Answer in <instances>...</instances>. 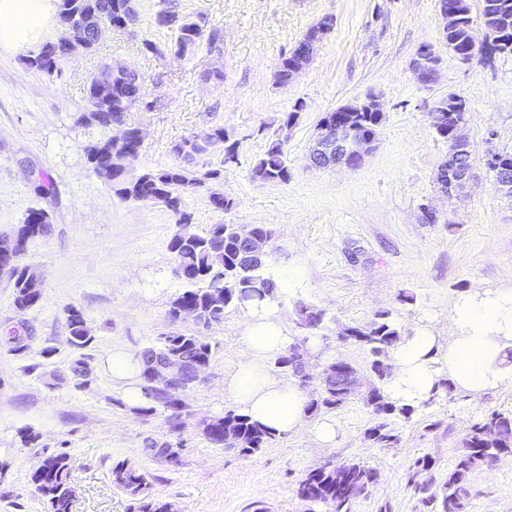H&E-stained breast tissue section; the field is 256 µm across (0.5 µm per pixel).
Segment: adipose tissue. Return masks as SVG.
Wrapping results in <instances>:
<instances>
[{
	"label": "adipose tissue",
	"mask_w": 512,
	"mask_h": 512,
	"mask_svg": "<svg viewBox=\"0 0 512 512\" xmlns=\"http://www.w3.org/2000/svg\"><path fill=\"white\" fill-rule=\"evenodd\" d=\"M57 12L58 0H0V50L37 44L53 27ZM271 306L264 301L249 316L242 336L245 354L227 390L252 422L287 434L302 425L309 398L304 389L270 370V361L290 344ZM450 322L449 342H442L437 329L428 325L393 352L387 385L392 399L419 405L443 377L475 399L492 388L512 387V289L471 295L455 305Z\"/></svg>",
	"instance_id": "adipose-tissue-1"
}]
</instances>
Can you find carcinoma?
Masks as SVG:
<instances>
[{
  "mask_svg": "<svg viewBox=\"0 0 512 512\" xmlns=\"http://www.w3.org/2000/svg\"><path fill=\"white\" fill-rule=\"evenodd\" d=\"M58 17L86 25L89 42L85 51L95 47L94 29L99 22L107 21L112 27L123 29L131 20H138L133 0H59ZM483 23L487 25L491 40L485 46L486 53L512 54V0H483ZM184 17L173 11H162L156 17L160 27L173 28L176 38L170 51L177 58L191 52L203 37L205 17H196L198 29L192 30L183 24ZM473 20L467 15L460 27L443 34L447 43L454 44L457 56L468 61L474 52L471 31ZM304 41L299 43L281 58L280 69L283 75L301 62L300 53ZM65 49L57 40L46 41L25 58L30 69L48 76L61 74ZM114 75L111 88L100 92L95 82L88 86V106L86 112L74 115L78 126L112 128V122H125L132 98L142 94V78L122 66L109 68ZM377 116L366 112L352 118V125L360 132L376 128ZM224 142V130H213L207 139L199 142L185 139L174 145L173 151L187 161L205 154L210 147ZM142 141L135 137L117 144L112 137L98 140L86 152L87 163L93 173L121 200H133L159 204L177 216V223L192 220V215L183 209L181 191L187 188L202 187L206 183L222 177V166L238 162L236 144L224 147L221 167L200 171L186 166H172L164 170H147L137 176H130L125 168L124 155L128 151L138 152ZM251 178L262 182L285 183L290 177L282 144L272 143L267 151L256 159L250 169ZM52 231L49 213L43 209L28 212L23 223L16 225L9 233H0V260L21 251H26L29 242L44 238ZM175 257L174 273L184 281L183 289L170 303L168 312L171 321H176L178 311L187 309L194 314L195 323L208 327L224 321L225 309L243 305L248 300L278 297L277 283L267 273L270 259L266 258L258 266H246L242 261L241 248L234 236V225L211 224L205 232L183 239L173 236L169 243ZM14 305L19 311H26L38 305L41 292L28 288V279L34 271L28 266L14 269ZM69 343L78 350L87 348L93 341L91 329L82 310L76 307L67 309ZM346 339L366 348L373 357L371 372L379 381L366 398L372 411L382 417V422L366 431L367 439L391 448L399 438L390 428L392 417L408 420L416 410L410 405H400L390 399L385 385L391 377V366L384 363L383 356L402 343V335L388 313H379L370 323L351 326ZM213 357V347L194 333L179 329L159 336L157 344L142 354L143 368L140 374L141 388L146 398L152 402L141 412L153 413L158 404L167 412L166 422L172 432L183 428L188 405L185 400H174L165 395L163 389L151 380V369L157 363H166L182 373L185 390H190L198 380L197 370H206ZM277 368L289 373L300 387H305L302 364L288 351L275 360ZM351 378L344 384L334 381L320 385L316 392L309 393L307 410L310 413L322 409L332 410L344 405L350 399L356 385V371L349 368ZM229 426L237 439L236 449L243 456H250L267 447L276 434L249 420L241 413L229 411L224 417L213 420L205 428L207 439L214 445H224V426ZM512 454V410L492 411L469 422L462 439V451L455 456L448 468V478L443 485L442 497L431 491V483L420 480L429 471L432 462L426 457L417 458L410 467L408 483L414 489L419 502L426 508L440 502V512H464L465 501L469 496L468 482L471 474L482 466L491 465L500 457ZM71 456L57 453L47 456L41 468L31 474V483L43 498L48 512H72L70 493ZM112 483L131 498L130 512H169L171 504L148 493V474L122 460L111 469ZM377 481V472L359 462L343 463L339 466L324 464L312 469L297 486V495L312 504H323L330 512H352L353 502L369 494Z\"/></svg>",
  "mask_w": 512,
  "mask_h": 512,
  "instance_id": "carcinoma-1",
  "label": "carcinoma"
}]
</instances>
